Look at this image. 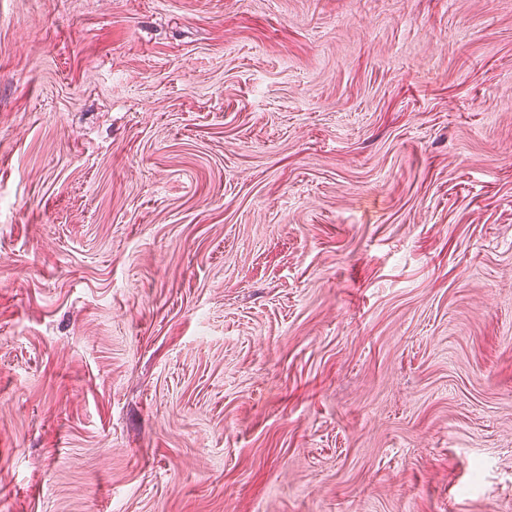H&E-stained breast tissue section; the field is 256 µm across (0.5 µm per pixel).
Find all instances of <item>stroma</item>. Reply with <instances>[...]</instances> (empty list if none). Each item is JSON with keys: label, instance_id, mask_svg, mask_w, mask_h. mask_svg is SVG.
Returning <instances> with one entry per match:
<instances>
[{"label": "stroma", "instance_id": "obj_1", "mask_svg": "<svg viewBox=\"0 0 512 512\" xmlns=\"http://www.w3.org/2000/svg\"><path fill=\"white\" fill-rule=\"evenodd\" d=\"M0 512H512V0H0Z\"/></svg>", "mask_w": 512, "mask_h": 512}]
</instances>
